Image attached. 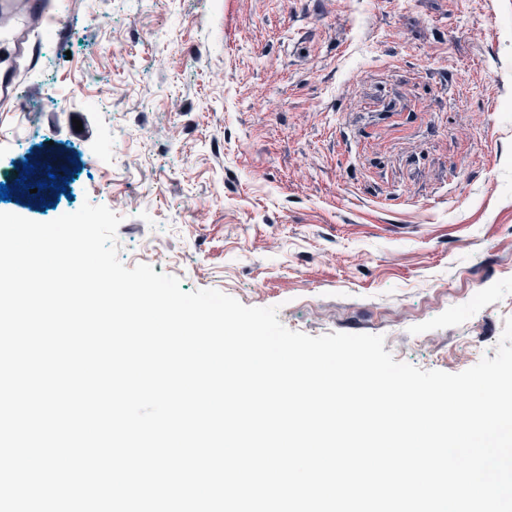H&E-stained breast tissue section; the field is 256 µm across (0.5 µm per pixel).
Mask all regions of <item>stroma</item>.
Masks as SVG:
<instances>
[{"instance_id":"obj_1","label":"stroma","mask_w":512,"mask_h":512,"mask_svg":"<svg viewBox=\"0 0 512 512\" xmlns=\"http://www.w3.org/2000/svg\"><path fill=\"white\" fill-rule=\"evenodd\" d=\"M22 2L55 27L0 34V212L103 205L126 268L184 291L277 307L314 337L380 335L423 370L495 358L512 318V0ZM50 156L65 191L23 194L24 163Z\"/></svg>"}]
</instances>
